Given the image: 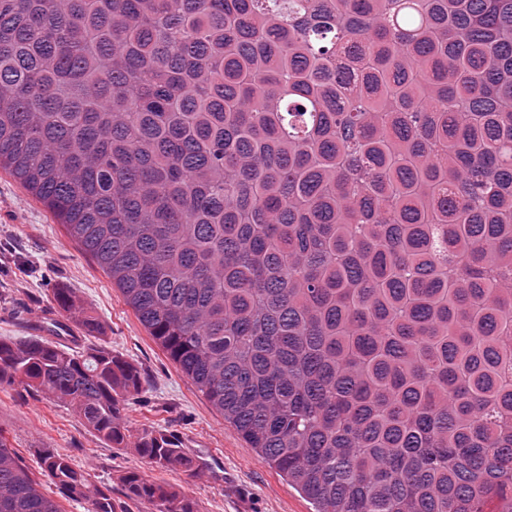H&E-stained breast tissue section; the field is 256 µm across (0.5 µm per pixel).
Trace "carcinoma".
<instances>
[{"instance_id": "carcinoma-1", "label": "carcinoma", "mask_w": 512, "mask_h": 512, "mask_svg": "<svg viewBox=\"0 0 512 512\" xmlns=\"http://www.w3.org/2000/svg\"><path fill=\"white\" fill-rule=\"evenodd\" d=\"M0 169L314 512H512V0H0ZM17 380L204 474L121 354L0 340ZM0 512H59L1 437Z\"/></svg>"}]
</instances>
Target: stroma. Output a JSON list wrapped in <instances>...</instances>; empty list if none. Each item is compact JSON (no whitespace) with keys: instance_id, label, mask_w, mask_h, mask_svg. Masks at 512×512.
<instances>
[{"instance_id":"1","label":"stroma","mask_w":512,"mask_h":512,"mask_svg":"<svg viewBox=\"0 0 512 512\" xmlns=\"http://www.w3.org/2000/svg\"><path fill=\"white\" fill-rule=\"evenodd\" d=\"M71 289L77 303L95 316L100 330L72 326L61 341L71 347L102 344L134 363L143 388L127 402L132 432L161 428L179 447L205 458L204 476L191 479L177 469H153L150 477L178 488L197 512H313L310 501L251 448L198 391L153 339L121 291L57 224L49 210L9 173L0 171V340L50 338L44 328L55 289ZM0 435L61 512H89L43 472L45 450L65 454L92 482L109 486L122 501L120 477L144 468L134 449L112 448L73 409L24 383L0 386Z\"/></svg>"}]
</instances>
